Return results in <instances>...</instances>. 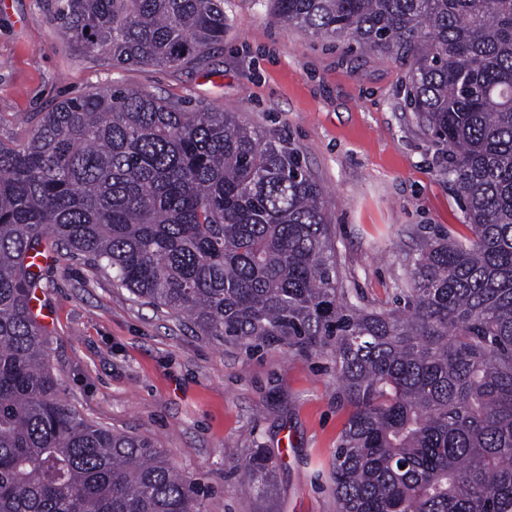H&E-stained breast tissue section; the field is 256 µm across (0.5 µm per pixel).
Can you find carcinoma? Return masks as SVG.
Returning a JSON list of instances; mask_svg holds the SVG:
<instances>
[{
    "label": "carcinoma",
    "instance_id": "obj_1",
    "mask_svg": "<svg viewBox=\"0 0 512 512\" xmlns=\"http://www.w3.org/2000/svg\"><path fill=\"white\" fill-rule=\"evenodd\" d=\"M322 39L408 63L405 101L445 148L471 235L425 241L389 309L345 288L325 192L296 148L232 112L107 86L0 141V512H201L149 439L58 396L30 308L41 251L222 342L328 355L350 413L338 512H512V0H266ZM114 67L224 42V0H55ZM278 461L254 448L262 502Z\"/></svg>",
    "mask_w": 512,
    "mask_h": 512
}]
</instances>
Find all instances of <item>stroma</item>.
Returning a JSON list of instances; mask_svg holds the SVG:
<instances>
[{
  "label": "stroma",
  "mask_w": 512,
  "mask_h": 512,
  "mask_svg": "<svg viewBox=\"0 0 512 512\" xmlns=\"http://www.w3.org/2000/svg\"><path fill=\"white\" fill-rule=\"evenodd\" d=\"M54 0L0 9V141L91 88H140L239 113L298 149L326 192L344 284L388 308L424 239L468 229L439 148L406 107L404 63L288 27L259 0H224L222 45L178 67H112L60 36ZM62 399L84 418L150 439L200 489L202 512H336L332 463L349 409L330 358L197 334L66 252L35 290ZM276 455L264 504L238 488L251 448Z\"/></svg>",
  "instance_id": "stroma-1"
}]
</instances>
